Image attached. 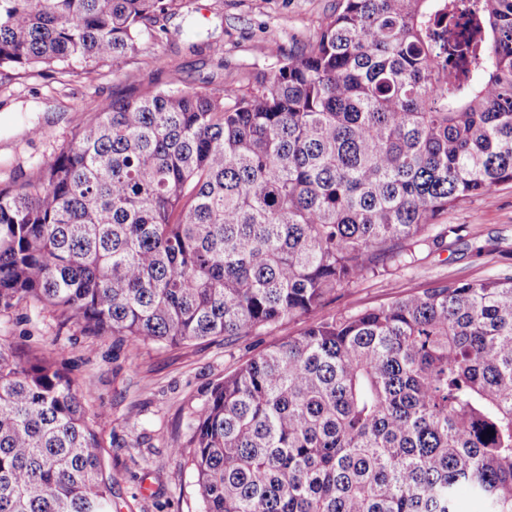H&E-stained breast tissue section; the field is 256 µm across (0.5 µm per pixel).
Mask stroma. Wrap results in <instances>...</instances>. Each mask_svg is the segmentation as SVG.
Returning a JSON list of instances; mask_svg holds the SVG:
<instances>
[{
    "label": "stroma",
    "instance_id": "stroma-1",
    "mask_svg": "<svg viewBox=\"0 0 512 512\" xmlns=\"http://www.w3.org/2000/svg\"><path fill=\"white\" fill-rule=\"evenodd\" d=\"M338 0H183L162 32L146 31L139 49L117 62L73 63L69 72H30L0 82V186H17L38 164L114 99L148 90L218 92L251 88L272 73L270 42L306 47ZM49 129L37 137L33 128ZM459 226L441 245L416 246L407 263L368 276L331 296L325 314H352L438 281L512 275V185L442 213L431 227ZM304 323L284 320L259 336L208 338L187 345L131 350L112 336H87L50 312L21 302L0 312V343L21 359L38 351L57 359L86 391L100 426L103 463L112 478V512H202L191 478L182 477L179 448L202 394L277 338Z\"/></svg>",
    "mask_w": 512,
    "mask_h": 512
}]
</instances>
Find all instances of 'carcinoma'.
Instances as JSON below:
<instances>
[{"label": "carcinoma", "mask_w": 512, "mask_h": 512, "mask_svg": "<svg viewBox=\"0 0 512 512\" xmlns=\"http://www.w3.org/2000/svg\"><path fill=\"white\" fill-rule=\"evenodd\" d=\"M183 0H0V77L115 62ZM248 91L105 103L0 188V312L137 348L272 342L206 392L203 512H512V276L349 315L436 217L512 185V0H339ZM84 392L0 344V512H112Z\"/></svg>", "instance_id": "cac0c4a2"}]
</instances>
